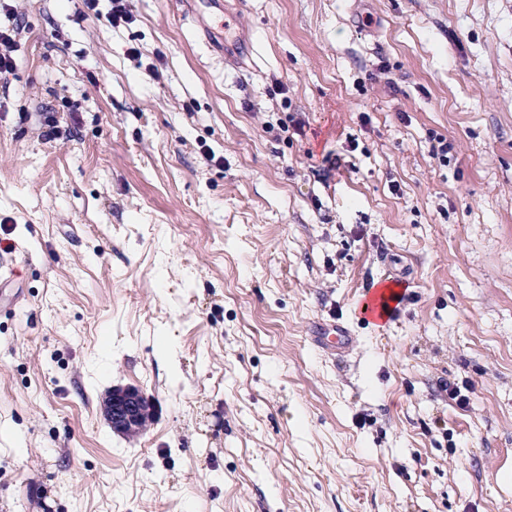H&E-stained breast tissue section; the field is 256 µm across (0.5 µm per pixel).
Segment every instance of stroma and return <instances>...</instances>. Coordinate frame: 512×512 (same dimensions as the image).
Masks as SVG:
<instances>
[{
  "mask_svg": "<svg viewBox=\"0 0 512 512\" xmlns=\"http://www.w3.org/2000/svg\"><path fill=\"white\" fill-rule=\"evenodd\" d=\"M223 2L0 5V512H512V0ZM7 24L2 26L0 22V72L10 71L15 65L12 50L15 46V38L20 33L22 23L14 12L6 14ZM401 286L402 282L399 279H392L384 280L377 288H372L367 307L369 314L375 319L384 318L393 297L398 294L397 289ZM314 336L319 347L333 353L344 352L352 339L349 329L338 323L320 325ZM112 426L120 431H132L145 425L141 398L135 391H115L108 407Z\"/></svg>",
  "mask_w": 512,
  "mask_h": 512,
  "instance_id": "1",
  "label": "stroma"
}]
</instances>
